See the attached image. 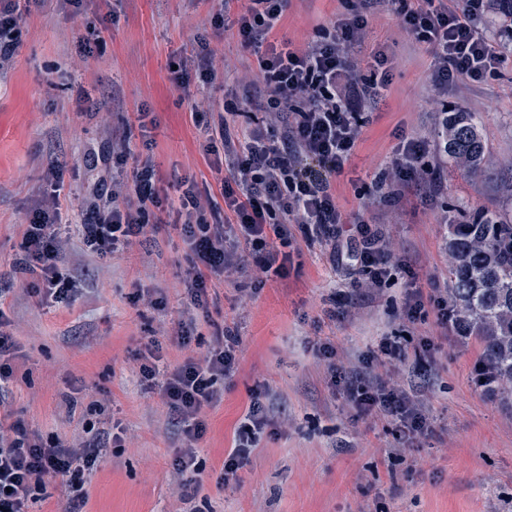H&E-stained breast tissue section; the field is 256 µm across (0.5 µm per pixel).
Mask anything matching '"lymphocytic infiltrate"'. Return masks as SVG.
Returning a JSON list of instances; mask_svg holds the SVG:
<instances>
[{"label":"lymphocytic infiltrate","mask_w":512,"mask_h":512,"mask_svg":"<svg viewBox=\"0 0 512 512\" xmlns=\"http://www.w3.org/2000/svg\"><path fill=\"white\" fill-rule=\"evenodd\" d=\"M45 3L0 0V70L11 66L16 56L21 23L31 5ZM376 3L385 5L426 46L432 78L440 90L463 78L483 80L505 62L494 47L499 31L490 21L493 0H352L347 15L321 27L316 40L302 48L276 37L288 0H239L235 19L219 12L213 23L235 26L240 46L254 57L256 76L264 87L261 100H254L247 88L242 98L255 103L265 120H280L281 130L259 126L241 130L235 125L234 104L219 105L210 98L196 102V115L208 119V153L224 156L227 173L218 181V194L201 192L194 181L185 179L177 197L160 196L148 160L137 167L132 182L100 178L75 226L86 248L101 256L124 251L134 241L149 240L165 215L177 214L191 258L183 280L184 296L190 307L204 312L223 285L225 272H243L252 266L259 270L261 281L285 278L282 251L300 240L324 247L332 268L346 266L361 272L368 287L385 282L391 269L382 230L361 220L351 224V234H344L347 221L336 205L335 188L337 174L361 139L363 109L389 85L388 58L382 51L371 52L365 74L351 58L368 24V10ZM178 69L176 82L185 92L194 74L207 84L238 77L236 68L217 59L203 37L197 38ZM438 117L439 130L433 138L407 137L395 147L388 169L376 183L383 198H399L432 182L425 156L447 166L448 140L442 133L447 111H440ZM59 210L60 201L54 196L30 212L12 262L13 270L30 275L28 292L41 303L69 301L74 291L58 266ZM9 325L0 306V512H30L32 504L44 500L46 485L53 480L60 481L72 512H82L88 499L84 476L97 467L111 437L86 424L87 439L78 450L61 438H46L23 427L5 399L22 359ZM239 344L234 328H217L204 356L186 357L165 374L160 371L166 356L161 342L149 340L138 352L141 382L158 388L183 436L185 448L174 465L186 482L197 484L202 479L196 445L207 431L204 413L221 400L218 381L237 371ZM318 353L327 364L330 385L342 387L356 408L399 419L408 434L427 429L426 415L406 394L385 390L371 379L379 356L402 359L399 338H384L379 355L362 360L350 376L337 368L331 343H320ZM267 400V391L253 390L233 446L224 455L222 481L236 478L258 447L269 425Z\"/></svg>","instance_id":"f902f5d3"}]
</instances>
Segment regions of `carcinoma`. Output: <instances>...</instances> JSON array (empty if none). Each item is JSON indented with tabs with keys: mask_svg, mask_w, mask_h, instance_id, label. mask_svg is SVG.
I'll return each instance as SVG.
<instances>
[{
	"mask_svg": "<svg viewBox=\"0 0 512 512\" xmlns=\"http://www.w3.org/2000/svg\"><path fill=\"white\" fill-rule=\"evenodd\" d=\"M480 115L448 109V164L474 174L488 167ZM455 311L484 342L493 386L512 391V219L486 210L448 225Z\"/></svg>",
	"mask_w": 512,
	"mask_h": 512,
	"instance_id": "1",
	"label": "carcinoma"
}]
</instances>
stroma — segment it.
I'll return each instance as SVG.
<instances>
[{"instance_id": "obj_1", "label": "stroma", "mask_w": 512, "mask_h": 512, "mask_svg": "<svg viewBox=\"0 0 512 512\" xmlns=\"http://www.w3.org/2000/svg\"><path fill=\"white\" fill-rule=\"evenodd\" d=\"M220 7V0H89L74 15L57 0L25 16L18 55L0 75V294L24 355L9 394L14 410L27 429L72 444L81 442L88 420L120 430L121 442L85 477L84 512H512V393L478 384L484 354L477 336H443L430 304L416 320L405 313L408 289L426 291L448 277L440 217L456 222L478 208L512 215L511 39L496 42L506 56L497 74L460 80L443 93L425 46L387 10H373L363 50H384L391 82L367 107L363 137L336 177V202L347 219L379 224L391 263L404 265L373 297H366L363 277L333 274L319 247L301 243L290 249L286 278L258 293L247 292L251 278L225 282L211 322H198L184 349L174 335L194 314L181 299L190 261L173 226L106 256L64 238L61 267L77 289L67 303L38 305L22 277H11L20 224L52 192L63 204V223H74L99 176L82 156L104 152L110 137L127 136L136 156L151 158L160 194L173 193L185 177L200 189L216 188L202 151L204 122L193 117L172 66L203 35L217 58L247 72L253 58L235 30L211 25ZM346 11L347 0H291L279 35L304 44ZM91 29L102 31L106 46L85 57L76 44ZM445 104L480 114L489 174L452 168L441 174L435 196H376L373 178L400 138L430 134ZM54 161L56 180L48 176ZM139 288L155 289L166 307L135 300ZM331 307L332 321L325 315ZM224 322L241 337L239 367L206 412L198 487L172 466L177 431L158 392L140 385L135 356L154 337L168 365H176L185 353H206L214 324ZM386 336L401 337L405 358L378 375L422 401L430 433L401 437L397 420L361 412L328 384L318 341L334 342L337 364L350 369L378 352ZM259 385L269 391L275 431L238 482L223 484L224 451Z\"/></svg>"}]
</instances>
